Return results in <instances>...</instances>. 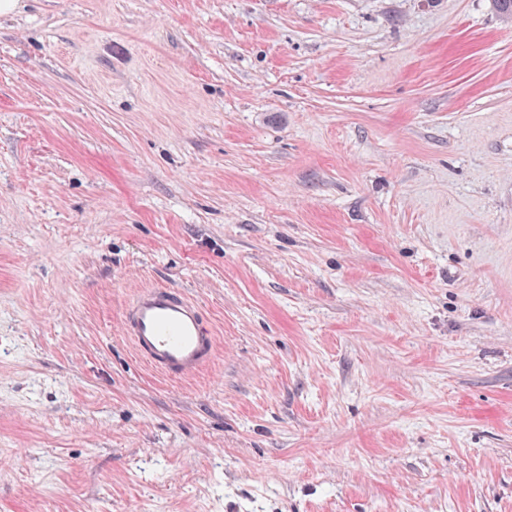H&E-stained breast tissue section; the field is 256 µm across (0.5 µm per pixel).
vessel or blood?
<instances>
[{
  "label": "vessel or blood",
  "mask_w": 512,
  "mask_h": 512,
  "mask_svg": "<svg viewBox=\"0 0 512 512\" xmlns=\"http://www.w3.org/2000/svg\"><path fill=\"white\" fill-rule=\"evenodd\" d=\"M120 328L137 356L168 378L203 371L218 350L199 304L173 287H140L122 309Z\"/></svg>",
  "instance_id": "vessel-or-blood-1"
}]
</instances>
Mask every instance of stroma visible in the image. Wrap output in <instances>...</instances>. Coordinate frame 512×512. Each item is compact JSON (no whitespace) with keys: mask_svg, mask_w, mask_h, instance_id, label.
Masks as SVG:
<instances>
[{"mask_svg":"<svg viewBox=\"0 0 512 512\" xmlns=\"http://www.w3.org/2000/svg\"><path fill=\"white\" fill-rule=\"evenodd\" d=\"M0 17V512H512V20L492 0ZM218 338L166 379L119 316ZM120 328L137 356L168 378L203 371L218 350L199 304L173 287H140L122 309Z\"/></svg>","mask_w":512,"mask_h":512,"instance_id":"1","label":"stroma"}]
</instances>
